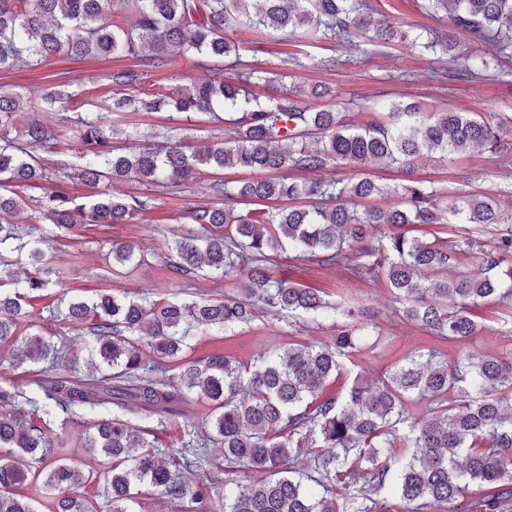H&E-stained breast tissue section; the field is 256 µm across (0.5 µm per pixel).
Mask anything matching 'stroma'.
Here are the masks:
<instances>
[{"label": "stroma", "mask_w": 512, "mask_h": 512, "mask_svg": "<svg viewBox=\"0 0 512 512\" xmlns=\"http://www.w3.org/2000/svg\"><path fill=\"white\" fill-rule=\"evenodd\" d=\"M380 19L398 18L450 32L461 45L467 34L452 28L448 17L432 19L421 15L423 0H377ZM227 39L239 42L238 58H225L224 77L236 81L243 67L262 68L271 72L268 85L258 87V94L281 96L284 90L304 89L312 84L334 88L336 109L348 113L352 122L364 120L366 112L386 111L394 102L416 101L445 107L458 112L482 115L512 114V80L505 82L495 71L471 78L458 74L442 51H429L410 45L378 48L367 42L348 48L341 41L302 43L266 32L258 43H251L246 29L230 31ZM136 70L143 83H150L152 70L145 62L127 57L68 61L54 59L50 65L30 69L17 65L0 72V91L24 94L26 103L17 115L19 124L30 118L54 126L64 118L60 112L41 111L37 98L42 88L64 80L74 102L102 105L112 88L110 74ZM117 123L135 142L152 143L181 139L199 146L229 138L232 128L224 122L193 112L166 108L159 112H122ZM367 177L382 183L397 184L408 179L432 182L449 196L465 194L512 196V155L503 157L481 149L453 158L429 155L419 161L413 172L396 167L370 165ZM211 176L201 171L196 182L170 192L131 179L103 183L111 196L149 197L153 207L131 224H85L76 235L62 238L55 245L54 270L67 285L71 296L92 298L98 290L140 291L153 298L195 301L240 294L243 278H216L208 274L174 276L166 267L165 255L171 231L189 229L188 213L200 204L213 202L209 190ZM126 242L148 255L143 265L113 267L112 245ZM274 276H286L293 282L324 291L330 310L318 316L286 317L266 311L249 324L224 332L215 329L198 331L190 352L191 358L204 359L215 354L250 363L264 349L327 343L342 327L351 325L352 315L366 312L380 341L354 350L346 366L344 381L355 376L373 380L387 376L412 354L438 350L442 359L455 362L468 354L506 357L512 355V305L487 303L478 322V330L465 342L448 343L419 330L403 314V306L384 285L368 280L347 278L342 270L318 262L313 257L281 258L269 263Z\"/></svg>", "instance_id": "35a3bbf8"}]
</instances>
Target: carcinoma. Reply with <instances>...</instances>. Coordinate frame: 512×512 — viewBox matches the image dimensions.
Listing matches in <instances>:
<instances>
[{"label": "carcinoma", "mask_w": 512, "mask_h": 512, "mask_svg": "<svg viewBox=\"0 0 512 512\" xmlns=\"http://www.w3.org/2000/svg\"><path fill=\"white\" fill-rule=\"evenodd\" d=\"M448 13L455 29L474 48L456 51L450 34H434L426 48L441 47L470 76L490 61L512 56V0H425L423 14ZM371 0H0V69L23 62L42 67L58 56L68 60L131 56L156 72L142 87L134 70L110 76L116 90L97 111L67 117L50 128L38 120L25 133L15 115L20 93L0 94V272L14 265L17 239L9 217L31 210L30 223L50 224L24 244L35 273L24 279L0 277V354L29 374L27 391L0 385V512H143L139 487L147 484L174 512H340L333 487L354 478L369 491L393 482L403 512L427 505L446 509L474 489L488 512L512 503V357L468 354L452 364L429 349L410 357L388 377L372 384L353 381L342 394L325 393L341 373L343 360L369 339L367 326L344 329L333 342L270 348L248 369L227 355L203 360L186 356L191 330L224 331L247 324L263 309L290 316L320 314L330 308L321 289L266 269L271 256L291 249L315 256L350 277L373 276L405 304L418 328L448 342L476 333L475 310L488 302L512 301V199L462 195L453 200L420 181L381 184L361 173L330 181L299 182L288 170L309 172L369 163L415 166L424 151L455 155L473 147L500 153L512 146V118H485L474 112L433 111L419 103L392 104L378 119L357 128L348 114L330 104L336 93L312 87L309 95L327 100L319 109L293 93L268 101L224 80V58L238 51L226 31L249 26L286 37L364 39L377 46L405 43L415 25L402 20L375 23ZM214 63L205 82L172 87L167 71L181 58ZM68 84L45 90V111H70ZM224 113L235 128L231 139L203 150H186L175 140L161 147L118 145L124 131L110 121L115 112ZM76 131L84 146L75 175L92 192L71 193L63 172L56 188L41 197L26 194L52 180L40 152L63 133ZM320 134L314 149L303 143ZM265 171L268 176L228 185L214 180L210 191L231 203L205 204L188 215L196 231L177 234L169 245L168 268L187 276L206 272L226 279L246 277L243 298L179 301L147 299L100 290L91 300L70 299L54 281V231L84 224H130L152 209L150 199L126 201L97 191L106 179L178 187L192 182L200 167ZM380 195L401 198L388 210L361 202ZM243 208L238 209L236 205ZM495 226L490 247L472 238L425 239L428 226ZM466 259V268L448 269ZM144 253L127 243L112 245V266L139 265ZM56 289V318L86 327L90 354L85 363L56 346L40 330L34 301ZM65 368L62 375L56 374ZM428 396L432 416L417 423L406 402ZM208 409L197 430L190 401ZM160 421L180 420L193 430L181 450L166 454L149 439L148 428L129 414ZM78 424L76 441L99 457L94 468L63 452L70 435L54 426ZM411 453L392 471L399 426ZM224 449V473L258 469L269 477L236 482L224 506L208 495L211 471L189 485L182 470L196 467V448ZM326 448L336 449L327 455ZM315 462L301 477L293 463ZM103 484V501L76 498L72 490Z\"/></svg>", "instance_id": "cac0c4a2"}]
</instances>
